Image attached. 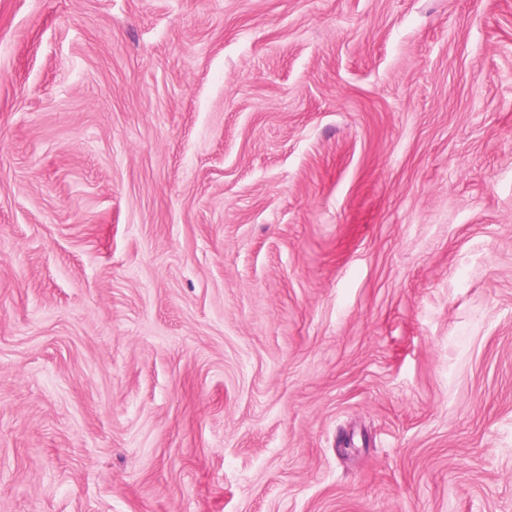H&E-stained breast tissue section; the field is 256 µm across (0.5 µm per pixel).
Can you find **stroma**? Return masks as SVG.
I'll return each instance as SVG.
<instances>
[{
  "label": "stroma",
  "instance_id": "stroma-1",
  "mask_svg": "<svg viewBox=\"0 0 512 512\" xmlns=\"http://www.w3.org/2000/svg\"><path fill=\"white\" fill-rule=\"evenodd\" d=\"M0 512H512V0H0Z\"/></svg>",
  "mask_w": 512,
  "mask_h": 512
}]
</instances>
